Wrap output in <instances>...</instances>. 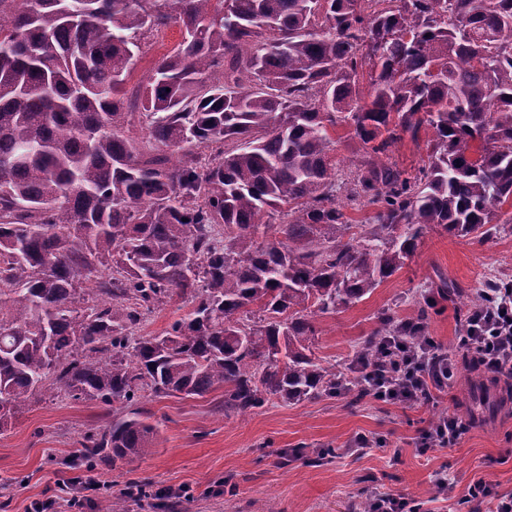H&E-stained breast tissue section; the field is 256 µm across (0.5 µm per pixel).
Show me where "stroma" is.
<instances>
[{"label":"stroma","instance_id":"35a3bbf8","mask_svg":"<svg viewBox=\"0 0 512 512\" xmlns=\"http://www.w3.org/2000/svg\"><path fill=\"white\" fill-rule=\"evenodd\" d=\"M512 279V224L492 228L477 241L427 229L406 265L362 301L331 314H316L317 357L345 363L354 345L392 309L405 317L426 308V332L454 349L455 338L478 287ZM454 284L462 296H449ZM459 369L444 392L412 406L364 398L336 397L288 404L273 399L246 414H225L224 392L187 398L145 394L139 406L158 429L153 452L99 468L100 479L150 482L154 488H189L174 499V512H351L371 490L426 501L429 512H456L474 481L512 492V400L504 383L492 390L499 404L491 413L471 415L463 389L473 378ZM471 417L468 432L451 447L419 452L416 439L439 412ZM111 406L95 400L38 396L24 403L0 431V512H27L65 477L63 459L77 440L95 434ZM384 443L354 451L356 435ZM333 448L335 457L309 462L315 448ZM448 476V489L435 496L433 476Z\"/></svg>","mask_w":512,"mask_h":512}]
</instances>
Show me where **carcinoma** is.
<instances>
[{
  "label": "carcinoma",
  "instance_id": "carcinoma-1",
  "mask_svg": "<svg viewBox=\"0 0 512 512\" xmlns=\"http://www.w3.org/2000/svg\"><path fill=\"white\" fill-rule=\"evenodd\" d=\"M423 131L427 164L391 160ZM506 206L512 0H0V429L39 395L114 405L78 469L152 452L147 392L222 386L226 414L358 402L355 367L388 336L424 341L425 310L382 311L343 368L309 355L313 315L371 293L426 229L484 236ZM175 295L188 313L132 335ZM181 40L182 32L179 27L174 26L166 30L161 38L152 43L150 50L138 62L128 88L132 90L140 81L146 82L155 64ZM331 141L336 142L330 146V155L335 158L336 161L340 164V169L342 170L343 178L351 179V167L348 164V158L351 157V152L353 149V144L347 145V142H344V137L346 134V130L343 128H337L335 130L329 131Z\"/></svg>",
  "mask_w": 512,
  "mask_h": 512
}]
</instances>
